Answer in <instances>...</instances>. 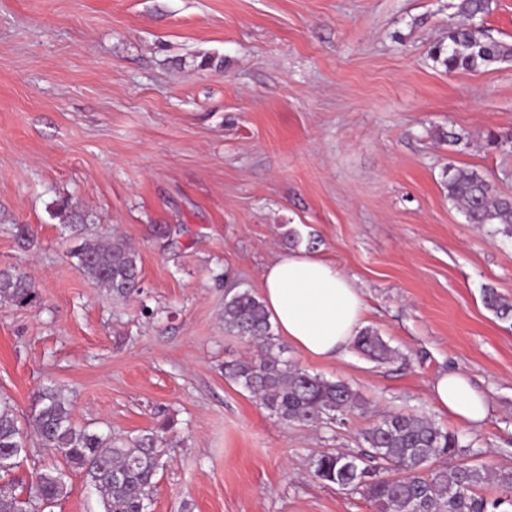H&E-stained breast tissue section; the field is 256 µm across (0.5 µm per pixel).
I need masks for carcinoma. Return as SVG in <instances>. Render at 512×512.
<instances>
[{"instance_id":"cac0c4a2","label":"carcinoma","mask_w":512,"mask_h":512,"mask_svg":"<svg viewBox=\"0 0 512 512\" xmlns=\"http://www.w3.org/2000/svg\"><path fill=\"white\" fill-rule=\"evenodd\" d=\"M492 0H460L463 21L448 32V43L432 48L430 56L446 71H475L512 59V45L492 37L485 27ZM448 200L463 210L471 224H497L512 238V196L500 192L474 169L444 172ZM75 267L118 298L140 292L138 254L120 240H87L73 254ZM24 274L0 270V305H27L35 299ZM487 309L512 321V302L494 289L483 291ZM224 331L259 342L256 356L224 363V377L255 396L260 405L286 425L324 428L363 413L359 394L342 380L312 375L285 356L260 298L244 289L224 296ZM363 356L392 359V350L373 329L359 331L353 342ZM29 430L14 408L0 401V472L8 473L28 457L29 433H34L62 462L42 468L30 488L29 512L52 507L68 494L70 473L79 471L96 493L103 512H145L159 471L163 469L166 420L156 429L134 437L112 438L78 426L65 390L45 385L33 395ZM364 450L339 449L318 454L314 476L358 493L372 512H509L512 469H489L462 458L477 454L458 435L423 417L394 412L361 432Z\"/></svg>"}]
</instances>
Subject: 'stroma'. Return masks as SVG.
<instances>
[{"label": "stroma", "instance_id": "35a3bbf8", "mask_svg": "<svg viewBox=\"0 0 512 512\" xmlns=\"http://www.w3.org/2000/svg\"><path fill=\"white\" fill-rule=\"evenodd\" d=\"M458 3L0 0V269L36 292L0 307V399L19 420L52 382L105 435L171 421L150 512H372L313 459L358 450L391 412L512 468V323L483 303L487 288L512 301V239L467 223L443 185L453 166L512 194V154L485 147L512 130V61L430 58ZM291 229L354 279L364 327L398 353L289 348L366 401L332 429L283 425L224 377L248 350L224 331V295L260 294ZM89 238L136 250L138 295L76 270ZM447 372L485 395L480 425L432 402Z\"/></svg>", "mask_w": 512, "mask_h": 512}]
</instances>
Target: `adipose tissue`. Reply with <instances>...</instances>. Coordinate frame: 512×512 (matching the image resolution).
I'll list each match as a JSON object with an SVG mask.
<instances>
[{
  "mask_svg": "<svg viewBox=\"0 0 512 512\" xmlns=\"http://www.w3.org/2000/svg\"><path fill=\"white\" fill-rule=\"evenodd\" d=\"M262 301L277 334L303 353L332 360L357 336L365 311L363 294L335 264L304 250L281 254L263 273ZM442 410L476 425L488 404L464 376L448 372L430 384Z\"/></svg>",
  "mask_w": 512,
  "mask_h": 512,
  "instance_id": "obj_1",
  "label": "adipose tissue"
}]
</instances>
